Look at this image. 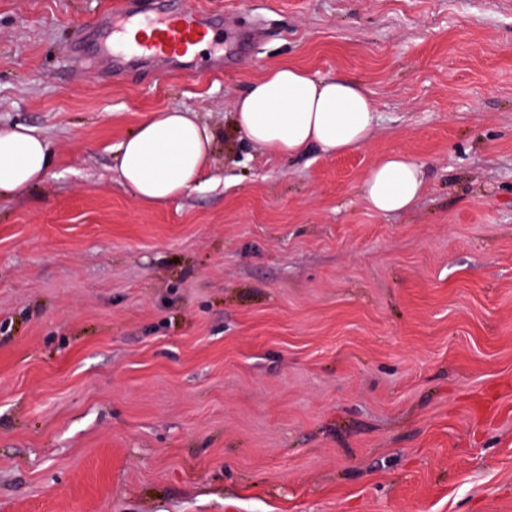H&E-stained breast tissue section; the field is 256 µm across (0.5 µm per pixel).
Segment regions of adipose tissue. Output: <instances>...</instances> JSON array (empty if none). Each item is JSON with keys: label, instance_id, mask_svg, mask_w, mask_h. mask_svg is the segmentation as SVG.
Returning <instances> with one entry per match:
<instances>
[{"label": "adipose tissue", "instance_id": "obj_1", "mask_svg": "<svg viewBox=\"0 0 512 512\" xmlns=\"http://www.w3.org/2000/svg\"><path fill=\"white\" fill-rule=\"evenodd\" d=\"M376 119L361 82L316 78L286 63L250 82L232 112L234 125L252 143L288 159L313 149L337 155L366 146ZM213 140L194 113H153L118 146L121 178L144 204L169 201L197 180ZM52 164L50 145L34 128H0V196L26 194ZM426 188L424 164L394 151L371 167L361 195L376 212L393 214L410 211Z\"/></svg>", "mask_w": 512, "mask_h": 512}]
</instances>
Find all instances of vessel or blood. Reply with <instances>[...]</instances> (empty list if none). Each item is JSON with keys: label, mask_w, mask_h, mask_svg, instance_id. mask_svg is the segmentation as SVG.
<instances>
[{"label": "vessel or blood", "mask_w": 512, "mask_h": 512, "mask_svg": "<svg viewBox=\"0 0 512 512\" xmlns=\"http://www.w3.org/2000/svg\"><path fill=\"white\" fill-rule=\"evenodd\" d=\"M107 16L99 30L111 38L110 54L119 68L185 55L213 28L212 16L194 0H185L178 10L158 13L140 10L135 0H114Z\"/></svg>", "instance_id": "b4317fda"}]
</instances>
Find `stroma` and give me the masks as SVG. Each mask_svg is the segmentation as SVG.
Segmentation results:
<instances>
[{
    "label": "stroma",
    "mask_w": 512,
    "mask_h": 512,
    "mask_svg": "<svg viewBox=\"0 0 512 512\" xmlns=\"http://www.w3.org/2000/svg\"><path fill=\"white\" fill-rule=\"evenodd\" d=\"M197 3L220 44L158 81L79 36L110 0H0V127L54 152L0 197V512H512V0ZM280 63L365 84L368 145L236 130ZM168 110L213 152L148 206L117 146ZM397 150L428 187L380 214ZM427 188L425 165L406 153L394 151L369 170L361 195L369 207L382 214L410 211Z\"/></svg>",
    "instance_id": "35a3bbf8"
}]
</instances>
